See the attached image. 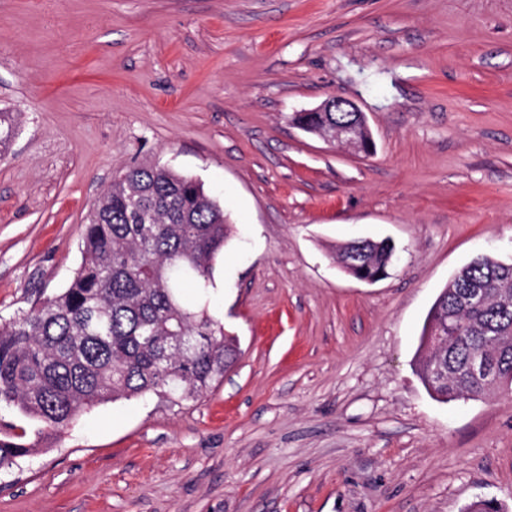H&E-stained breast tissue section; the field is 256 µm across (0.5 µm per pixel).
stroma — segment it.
Here are the masks:
<instances>
[{"instance_id": "stroma-1", "label": "stroma", "mask_w": 512, "mask_h": 512, "mask_svg": "<svg viewBox=\"0 0 512 512\" xmlns=\"http://www.w3.org/2000/svg\"><path fill=\"white\" fill-rule=\"evenodd\" d=\"M365 113L356 153L290 121ZM0 321L66 288L91 206L148 160L229 214L197 399L84 412L0 469V512H512V393L415 371L439 292L512 258V0H0ZM391 239L388 278L337 246Z\"/></svg>"}]
</instances>
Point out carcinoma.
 <instances>
[{
	"label": "carcinoma",
	"mask_w": 512,
	"mask_h": 512,
	"mask_svg": "<svg viewBox=\"0 0 512 512\" xmlns=\"http://www.w3.org/2000/svg\"><path fill=\"white\" fill-rule=\"evenodd\" d=\"M318 136L336 127V113H298ZM17 131L0 112V153ZM230 234L224 207L203 184L145 162L114 177L90 208L81 264L68 287L0 324V407L56 435L87 409L122 398L165 394L193 399L234 364L238 346L210 314L214 262ZM358 276L389 275L396 246H363ZM200 302L191 303L184 289ZM490 339L499 385L512 387V261L473 259L443 288L423 327L417 372L438 400H474L489 388L468 369ZM446 371L442 380L434 365ZM0 431V468L35 450L26 432Z\"/></svg>",
	"instance_id": "1"
}]
</instances>
